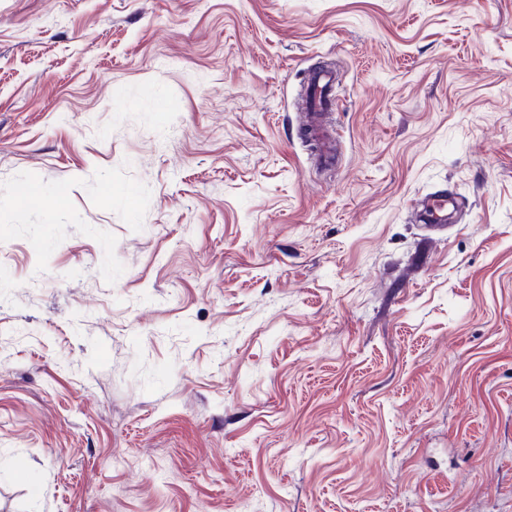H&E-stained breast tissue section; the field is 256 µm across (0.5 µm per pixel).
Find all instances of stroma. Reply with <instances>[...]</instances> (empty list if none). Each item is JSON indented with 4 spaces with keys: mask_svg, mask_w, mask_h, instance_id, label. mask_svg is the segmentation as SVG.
<instances>
[{
    "mask_svg": "<svg viewBox=\"0 0 512 512\" xmlns=\"http://www.w3.org/2000/svg\"><path fill=\"white\" fill-rule=\"evenodd\" d=\"M0 512H512V0H0ZM336 87V75L333 71L322 72L316 81L313 97L318 103L323 99V96L332 100L333 90ZM333 102V100H332ZM333 110L331 112H313L308 114L307 120L303 122L302 128L308 133L312 134L318 141L320 149L324 154L334 155V150L331 147L332 142L336 139L337 134L334 129L333 111L338 108V96L336 97L335 104L333 102ZM448 195L433 194L427 197L423 207V219L430 227L447 229L448 221Z\"/></svg>",
    "mask_w": 512,
    "mask_h": 512,
    "instance_id": "1",
    "label": "stroma"
}]
</instances>
